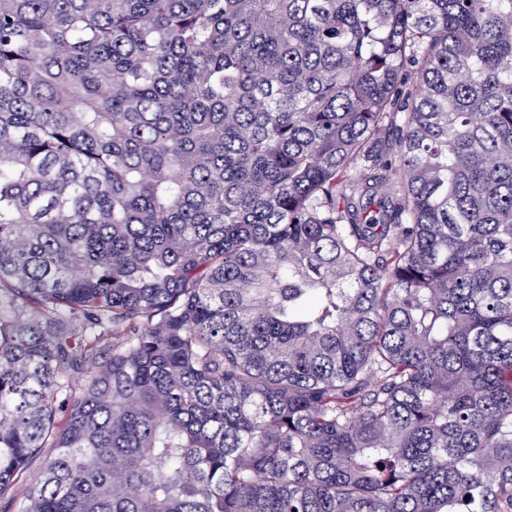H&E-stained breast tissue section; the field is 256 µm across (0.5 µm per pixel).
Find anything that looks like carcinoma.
<instances>
[{
    "label": "carcinoma",
    "mask_w": 512,
    "mask_h": 512,
    "mask_svg": "<svg viewBox=\"0 0 512 512\" xmlns=\"http://www.w3.org/2000/svg\"><path fill=\"white\" fill-rule=\"evenodd\" d=\"M41 456L17 512H512V0H0V502Z\"/></svg>",
    "instance_id": "obj_1"
}]
</instances>
